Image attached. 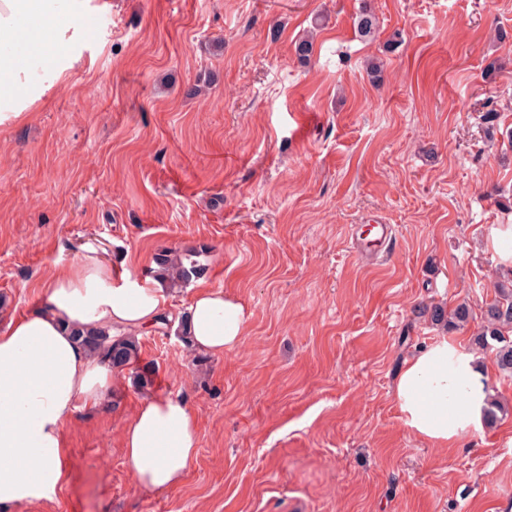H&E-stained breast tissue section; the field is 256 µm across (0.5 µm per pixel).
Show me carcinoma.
Instances as JSON below:
<instances>
[{
    "label": "carcinoma",
    "instance_id": "cac0c4a2",
    "mask_svg": "<svg viewBox=\"0 0 512 512\" xmlns=\"http://www.w3.org/2000/svg\"><path fill=\"white\" fill-rule=\"evenodd\" d=\"M378 28L377 18L368 5L359 11L358 30L368 36ZM183 255L171 250L163 251L156 259V278L170 288H181L196 274L195 266H186ZM494 299L485 304L480 331L474 338L477 348L494 352L498 370L512 376V269L499 273L494 283ZM421 314L449 330L466 327L473 319L472 309L465 300L446 309L424 306ZM78 342L89 352L99 355L112 368L123 370L134 364L139 356L140 342L135 336L108 335L105 328L86 330L77 335Z\"/></svg>",
    "mask_w": 512,
    "mask_h": 512
}]
</instances>
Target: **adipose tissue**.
Segmentation results:
<instances>
[{
  "instance_id": "adipose-tissue-1",
  "label": "adipose tissue",
  "mask_w": 512,
  "mask_h": 512,
  "mask_svg": "<svg viewBox=\"0 0 512 512\" xmlns=\"http://www.w3.org/2000/svg\"><path fill=\"white\" fill-rule=\"evenodd\" d=\"M89 9L90 0H0V128L21 120L76 62ZM41 288L39 306L0 328V512L57 499L70 479L65 427L112 389L111 366L75 331L137 336L159 325L169 304L164 283L115 274L92 252ZM186 314L193 350L220 356L243 339L245 309L223 289L196 290ZM490 393L478 356L445 340L413 354L395 386L404 425L441 447L480 427ZM121 443L137 489L173 490L196 463L199 426L182 399L155 396L125 422Z\"/></svg>"
}]
</instances>
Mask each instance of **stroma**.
I'll return each instance as SVG.
<instances>
[{
    "mask_svg": "<svg viewBox=\"0 0 512 512\" xmlns=\"http://www.w3.org/2000/svg\"><path fill=\"white\" fill-rule=\"evenodd\" d=\"M96 17L80 62L0 131V327L90 249L142 279L162 251L190 254L172 318L204 286L248 322L200 366L174 327L145 329L153 385L123 370L104 408H78L70 483L18 512H512V377L491 351L507 414L449 447L412 433L394 396L417 349L473 348L494 296L512 225V0H112ZM370 216L397 230L380 265L351 248ZM462 300V330L416 312ZM168 394L196 415L198 458L147 493L120 434Z\"/></svg>",
    "mask_w": 512,
    "mask_h": 512,
    "instance_id": "35a3bbf8",
    "label": "stroma"
}]
</instances>
